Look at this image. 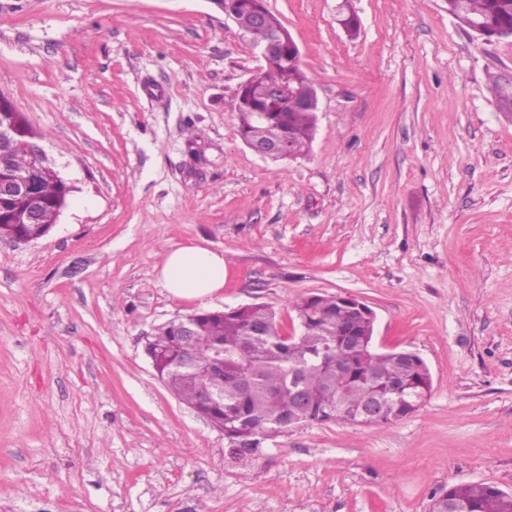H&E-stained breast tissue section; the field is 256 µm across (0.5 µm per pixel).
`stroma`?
<instances>
[{"mask_svg": "<svg viewBox=\"0 0 512 512\" xmlns=\"http://www.w3.org/2000/svg\"><path fill=\"white\" fill-rule=\"evenodd\" d=\"M316 89L310 153L250 150L264 66L210 0H0V96L75 187L46 237L0 238V512H428L512 493V41L447 0H266ZM360 22L351 36L339 12ZM222 252L196 303L167 252ZM351 294L432 388L388 429L305 425L247 459L158 379L152 329L199 308ZM504 81L511 87L512 75L504 79ZM504 81H501L500 79L493 80L491 90L494 95L498 111L506 118H508V114L510 113L512 120V89L511 91L506 89ZM224 255L198 243L167 253L159 278L167 291L180 300L203 301L224 288ZM496 488V485L487 482L459 483L443 488L431 497L429 512H444L441 510L448 505V499L461 504L465 512H512V494L497 491ZM448 507L456 512L464 511L458 504Z\"/></svg>", "mask_w": 512, "mask_h": 512, "instance_id": "stroma-1", "label": "stroma"}]
</instances>
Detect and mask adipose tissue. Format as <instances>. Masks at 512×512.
I'll list each match as a JSON object with an SVG mask.
<instances>
[{
  "label": "adipose tissue",
  "instance_id": "1",
  "mask_svg": "<svg viewBox=\"0 0 512 512\" xmlns=\"http://www.w3.org/2000/svg\"><path fill=\"white\" fill-rule=\"evenodd\" d=\"M223 253L189 243L167 253L159 278L167 291L180 300L203 301L224 287Z\"/></svg>",
  "mask_w": 512,
  "mask_h": 512
}]
</instances>
